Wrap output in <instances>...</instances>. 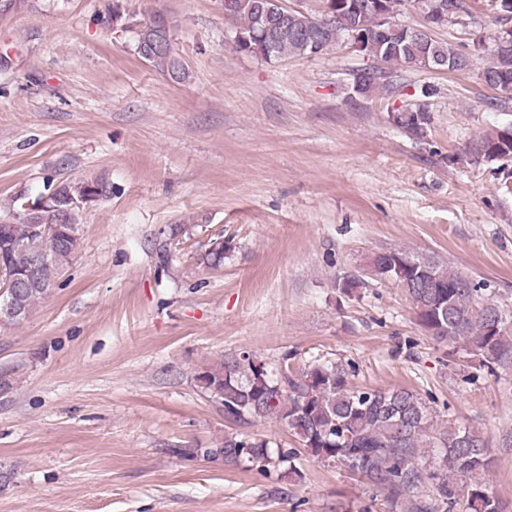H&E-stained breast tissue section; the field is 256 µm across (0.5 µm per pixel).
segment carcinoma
<instances>
[{
	"instance_id": "cac0c4a2",
	"label": "carcinoma",
	"mask_w": 512,
	"mask_h": 512,
	"mask_svg": "<svg viewBox=\"0 0 512 512\" xmlns=\"http://www.w3.org/2000/svg\"><path fill=\"white\" fill-rule=\"evenodd\" d=\"M258 0H236L226 16L236 34L251 36L259 30ZM435 27L467 12L464 0H421ZM374 13L341 11L321 22L301 11L276 32L269 59L312 57L364 31L361 51L390 65V68L363 82L360 95L371 98L383 87L392 86L395 66L421 64L423 54H435L447 62V71L469 70L470 58L453 44L429 37L424 41L403 39L398 32L388 45L375 36ZM157 36L151 21L137 31L136 54L157 72L180 83L189 77L184 58L169 43L153 49ZM512 79V34L499 32L493 60L482 72L483 81L494 88L499 80ZM409 116H395L396 123L413 137L424 136L429 121L424 103L409 105ZM470 152L490 162L512 158V124L495 128L475 139ZM112 194V184L103 178H64L58 182L53 199L36 206V223L56 225L54 237L32 231V224L20 218L0 233V266L12 275L23 274L32 256L49 254L54 264L66 268L74 259L79 242L70 233L80 225L81 204L92 196L104 199ZM425 261L434 279L430 287L421 278L403 279L404 292L413 305L419 326L437 341L462 344L478 358L490 374L512 367V316L499 305L481 298V287L470 278L434 256H423L405 248L379 252L370 265L379 269V278L396 275L384 263ZM54 286L32 288L26 296L31 312L48 297ZM198 386L212 401L224 408V418L247 423L254 418H275L285 423L298 446H271V441L240 433L224 437L219 448H181L186 457H220L228 465L249 463L262 471L284 466L296 472L295 460L306 453L322 462L333 461L360 475L365 484L384 497L388 512H456L466 502V512H502L497 496L484 481L489 471L486 441L476 430L453 422L432 421L431 411L416 392L407 388H355L348 372L336 363H323L304 370L297 378L286 372L275 374L249 352L226 356L203 367L196 375Z\"/></svg>"
}]
</instances>
